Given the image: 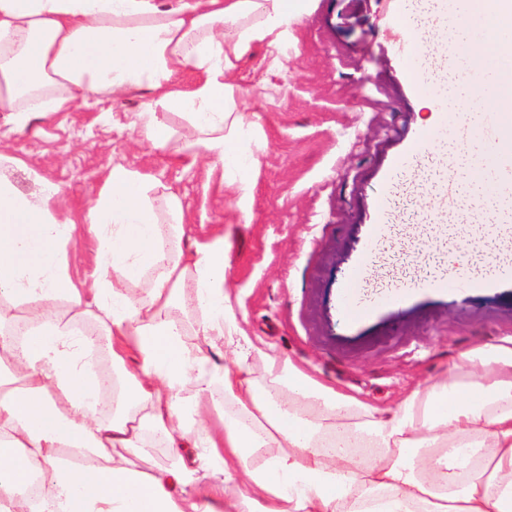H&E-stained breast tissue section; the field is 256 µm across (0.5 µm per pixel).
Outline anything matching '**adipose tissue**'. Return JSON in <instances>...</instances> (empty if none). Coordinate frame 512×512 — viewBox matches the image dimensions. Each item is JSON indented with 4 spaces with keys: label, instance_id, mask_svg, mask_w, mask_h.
Masks as SVG:
<instances>
[{
    "label": "adipose tissue",
    "instance_id": "adipose-tissue-1",
    "mask_svg": "<svg viewBox=\"0 0 512 512\" xmlns=\"http://www.w3.org/2000/svg\"><path fill=\"white\" fill-rule=\"evenodd\" d=\"M440 4L411 0L421 56L433 62L432 79L456 111H485L474 77L486 52L500 46L503 26L477 0L454 30H444L432 23ZM294 10L290 0H0V112L21 130L38 113L144 89L151 99L132 125L153 147L167 148L172 137L157 117L162 111L187 120L195 155L244 153L228 74ZM228 24L238 29L229 48ZM474 32L480 53H468L460 69L437 67L438 42ZM189 66L203 77L183 90L177 78ZM17 164L0 151V321L18 306L30 312L21 343L0 329V356L10 361L0 367V447L9 451L0 463V512H13L34 471L44 494L29 512H512V346L461 353L466 373L450 368L445 381L415 391L390 417L272 356L273 385L257 389L247 365L224 368L202 346L235 325L224 307V250L183 247L175 194H159L151 179L113 165L85 216L99 241L97 273L78 286L62 254L75 233L60 206L63 191L30 167L29 185L20 187L11 175ZM144 278L148 288L136 291ZM189 286L199 310L191 331L168 312ZM60 298L111 337L113 360L130 348L139 354L125 374L128 408L109 421L98 417L101 382L88 369L94 346L74 338L55 312ZM190 380L197 390L188 396ZM217 383L232 408L214 431L202 414ZM301 403L322 409L327 423L300 414ZM356 413L362 422L349 425ZM147 429L169 448L196 447L210 482L198 486L187 467L136 469L129 455ZM346 433L374 447V456L361 464L350 449L322 448ZM66 448L91 465L73 466ZM260 449L265 463L251 468ZM239 469L246 484L235 480Z\"/></svg>",
    "mask_w": 512,
    "mask_h": 512
}]
</instances>
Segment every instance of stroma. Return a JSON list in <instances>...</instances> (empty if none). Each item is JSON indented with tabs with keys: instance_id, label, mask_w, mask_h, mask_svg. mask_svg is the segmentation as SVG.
Masks as SVG:
<instances>
[{
	"instance_id": "35a3bbf8",
	"label": "stroma",
	"mask_w": 512,
	"mask_h": 512,
	"mask_svg": "<svg viewBox=\"0 0 512 512\" xmlns=\"http://www.w3.org/2000/svg\"><path fill=\"white\" fill-rule=\"evenodd\" d=\"M301 11L276 42H254L230 75L249 149L240 166L191 159L193 131L175 113L159 115L172 132L166 150L143 141L128 118L148 101L145 91L105 101L100 114L75 106L35 117L0 142L63 187L76 222L67 252L74 283L96 269L98 241L84 216L105 174L115 164L137 170L179 198L190 241L222 242L227 310L253 345L257 387L268 386L274 356L390 414L442 381L461 353L512 340V277L477 291L430 285L386 302L388 289L447 271L426 250L442 233L426 220L434 183L415 169L406 175L411 195L386 227L409 251L370 253L364 244L385 172L440 112L413 89V61L395 51L404 32L390 0H302ZM360 265L382 302L350 327L339 319V295Z\"/></svg>"
}]
</instances>
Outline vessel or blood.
<instances>
[{
    "label": "vessel or blood",
    "mask_w": 512,
    "mask_h": 512,
    "mask_svg": "<svg viewBox=\"0 0 512 512\" xmlns=\"http://www.w3.org/2000/svg\"><path fill=\"white\" fill-rule=\"evenodd\" d=\"M472 6L473 0H445L436 22L441 27H450L457 19L468 15ZM511 68V54L500 50L490 52L475 82L480 96L493 102V109L467 122L460 121L456 113H446L434 129L419 135L413 145L391 163L376 197L375 220L367 229L368 242L384 241L391 203L403 174L419 159L429 155L433 142L457 138L471 145L466 175H479L486 186L482 205L465 208L464 221L493 227L512 223V140L503 138L501 134L503 128L512 124V99L505 98L500 92L502 74ZM366 274V266L354 268L341 287L339 309L346 323H356L376 306L374 300L360 298L358 293Z\"/></svg>",
    "instance_id": "1"
}]
</instances>
